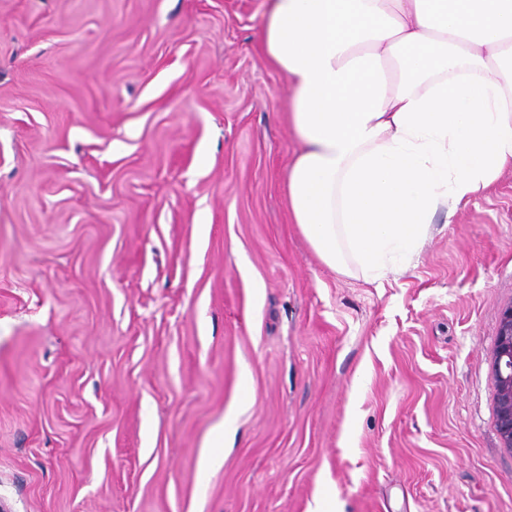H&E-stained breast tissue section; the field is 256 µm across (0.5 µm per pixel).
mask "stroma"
Here are the masks:
<instances>
[{"label": "stroma", "instance_id": "1", "mask_svg": "<svg viewBox=\"0 0 512 512\" xmlns=\"http://www.w3.org/2000/svg\"><path fill=\"white\" fill-rule=\"evenodd\" d=\"M263 10L0 0L11 512H512V169L382 280L329 268L290 215ZM492 372L498 433L502 448L512 453V304L501 313Z\"/></svg>", "mask_w": 512, "mask_h": 512}]
</instances>
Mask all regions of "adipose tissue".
<instances>
[{"instance_id":"obj_1","label":"adipose tissue","mask_w":512,"mask_h":512,"mask_svg":"<svg viewBox=\"0 0 512 512\" xmlns=\"http://www.w3.org/2000/svg\"><path fill=\"white\" fill-rule=\"evenodd\" d=\"M260 49L291 91L292 219L340 273L382 279L512 167V0H267Z\"/></svg>"}]
</instances>
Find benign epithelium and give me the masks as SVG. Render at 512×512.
Wrapping results in <instances>:
<instances>
[{
	"label": "benign epithelium",
	"mask_w": 512,
	"mask_h": 512,
	"mask_svg": "<svg viewBox=\"0 0 512 512\" xmlns=\"http://www.w3.org/2000/svg\"><path fill=\"white\" fill-rule=\"evenodd\" d=\"M492 372L498 433L502 447L512 453V304L501 313Z\"/></svg>",
	"instance_id": "7a95c632"
}]
</instances>
